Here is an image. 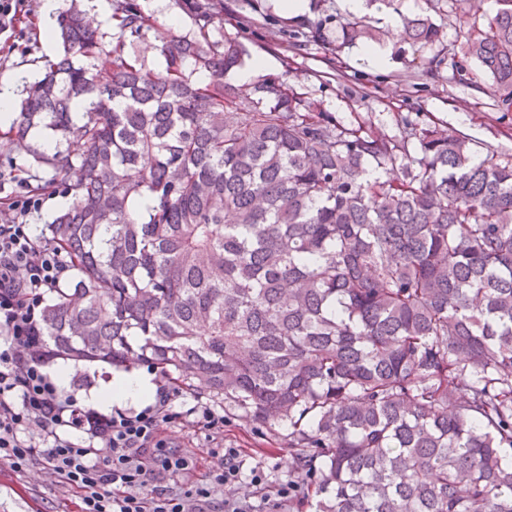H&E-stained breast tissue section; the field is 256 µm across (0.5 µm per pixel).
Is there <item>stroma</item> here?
Listing matches in <instances>:
<instances>
[{"label":"stroma","mask_w":512,"mask_h":512,"mask_svg":"<svg viewBox=\"0 0 512 512\" xmlns=\"http://www.w3.org/2000/svg\"><path fill=\"white\" fill-rule=\"evenodd\" d=\"M141 12L154 24L148 40L170 29L192 31L194 20L184 0H136ZM224 16V33L239 37L251 59L263 60V73L307 89L322 101L326 111L343 123H365L387 134H397L403 116L417 114L420 123L454 130L471 138L479 156L493 155L502 163L512 161V112L501 111L497 101L476 84L461 81L451 65L438 75L420 73L435 50L418 48L385 34L390 19L429 12L427 0H365L360 18L384 33L374 51L358 42L332 52L329 45L300 39L289 47L286 32L301 20L349 17L345 0H305L300 12L281 8L279 0H212ZM498 0H448L442 13L434 15L442 25L447 45L459 43L461 32L474 18L496 13ZM60 45L48 33L43 0H27L13 30L0 35V79L36 71V58L55 57ZM29 153L0 146V179L6 192L23 194L28 183L43 177ZM51 367L65 370V391L79 404L92 406L94 396L107 392L112 366L98 362L55 358ZM204 403L224 415V431L212 433L197 421L193 408ZM175 419L164 438L169 446L188 457L189 470L160 472L158 485L177 491L202 478L212 465L217 448H236L245 468L262 464L269 484L287 477L288 426L276 423L257 426L223 399L207 394L181 392L172 405ZM81 501L72 489L34 460L23 470L0 466V512H80Z\"/></svg>","instance_id":"stroma-1"}]
</instances>
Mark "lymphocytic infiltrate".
<instances>
[{"label": "lymphocytic infiltrate", "instance_id": "lymphocytic-infiltrate-1", "mask_svg": "<svg viewBox=\"0 0 512 512\" xmlns=\"http://www.w3.org/2000/svg\"><path fill=\"white\" fill-rule=\"evenodd\" d=\"M41 207V196L26 194L0 224V463L21 470L41 457L81 493L83 512H282L297 484L282 481L275 498L253 504L239 489L245 482L261 486L267 475L260 467L243 473L235 448L217 451L206 476L188 490H156L159 472L189 468L161 437L173 419L170 387L157 389L141 410L109 415L79 406L60 388L40 349L38 309L70 265L28 224Z\"/></svg>", "mask_w": 512, "mask_h": 512}]
</instances>
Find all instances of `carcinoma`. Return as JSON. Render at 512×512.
<instances>
[{"instance_id":"obj_1","label":"carcinoma","mask_w":512,"mask_h":512,"mask_svg":"<svg viewBox=\"0 0 512 512\" xmlns=\"http://www.w3.org/2000/svg\"><path fill=\"white\" fill-rule=\"evenodd\" d=\"M459 49L429 15L400 39L438 46L423 75L477 60L512 110V0ZM147 67L135 0L116 33L74 8L5 142L70 202L50 224L72 263L40 316L41 347L150 361L258 426L288 423V507L310 512H512V164L402 120L346 126L279 77H225L248 49L195 0ZM345 22L342 47L381 39ZM252 97L242 110L237 100ZM45 129L75 155L28 144ZM314 497H309V490Z\"/></svg>"}]
</instances>
